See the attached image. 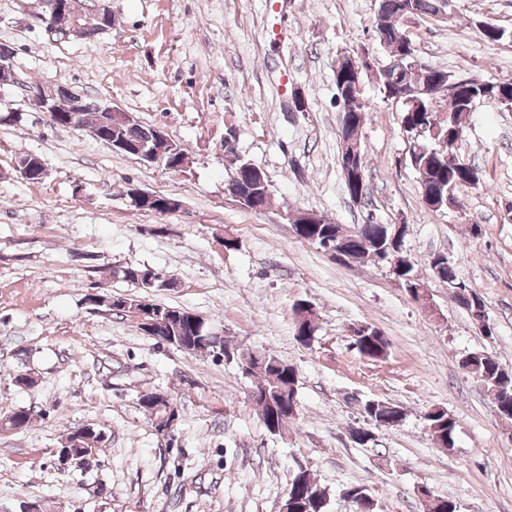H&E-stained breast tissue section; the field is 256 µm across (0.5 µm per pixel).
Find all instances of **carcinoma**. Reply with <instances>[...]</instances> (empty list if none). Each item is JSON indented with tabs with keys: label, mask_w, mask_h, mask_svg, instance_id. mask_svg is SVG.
Returning a JSON list of instances; mask_svg holds the SVG:
<instances>
[{
	"label": "carcinoma",
	"mask_w": 512,
	"mask_h": 512,
	"mask_svg": "<svg viewBox=\"0 0 512 512\" xmlns=\"http://www.w3.org/2000/svg\"><path fill=\"white\" fill-rule=\"evenodd\" d=\"M448 0H378V15L373 18L377 32L381 34L379 43L389 59L399 58L404 49L408 48L406 33L403 30L405 16L415 19L422 16L438 17L446 12ZM344 63L337 62L334 69L336 95L342 100L350 99L353 80L343 79ZM446 71L434 66L422 72L414 69L401 71L392 70L387 74H379L380 92L383 97L392 100L401 91L414 87L421 91L414 94L417 103L401 110V122L419 126H428L430 118L441 112L439 102L444 99L448 103L446 113L448 122L441 126L436 134L430 131L417 137L409 154V164L418 174L420 190L432 195L431 208L435 210L454 208L459 200L447 196L448 181L455 179L461 184L468 183L469 174L473 165L463 166L465 158L451 150L456 142L463 138L464 129L471 112V101L492 87L507 99L498 101L493 97L489 102L504 109L512 111V82H487L482 79L459 85L452 94L443 95L441 84ZM72 96L79 100L81 112V127L91 129L99 141L104 139L120 138L130 143H140L152 133V127L137 122L126 125H105L102 122L104 113L100 111L103 103L91 99L77 92ZM370 111L368 100L350 108L348 116L350 121L340 126L339 141L341 143L340 159L351 154L352 143L357 141L361 134L367 112ZM234 188L245 187L254 194V201L246 202L248 208L254 210L266 207L270 203L271 192L268 191L267 177L259 178L252 174V164L239 161L234 169ZM305 239L321 237L331 244H338L351 250L352 256L358 265L372 263L383 265L389 257V240L381 238V225L358 224L349 231L342 229L341 225L324 221L320 224H305L299 230ZM400 272L401 286L405 289L416 288L421 284L415 265L408 259H401ZM152 270L145 264H133L123 267L121 275L124 281L139 289L138 296L148 298L147 306L151 307L154 317L158 321L157 335L161 342L172 347H178V342L188 337L191 345L187 346L185 353L194 354L200 351L216 352L211 342L209 330L205 322L195 313L178 306L158 303L152 299L156 293L169 290L175 284L167 282L147 283L142 274ZM439 279L448 286L452 300L465 309L470 318L480 320L486 315V303L482 295L476 290H467L460 287L462 281L457 273L456 263L446 259V265L440 267ZM390 347V341L375 327L356 340L358 354L369 360L384 358ZM224 350L232 352V361L235 362L241 375L249 377L254 387L266 393V398L257 402L259 416L267 431L275 434L279 432L293 415L288 408L298 404L297 400V370L295 367L278 356L267 353L241 352L224 344ZM464 363H474L478 366L477 378L490 391L502 418L512 420V396L504 394L502 387L512 381V373L506 370L497 357L488 351L470 352L462 358ZM155 392L142 393L139 404L150 412L154 422H159L166 414L167 404L174 403L173 398L168 401L151 403ZM400 408L383 400H367L362 404L364 425L350 430L353 441L365 445L372 442L371 434L378 423H388L390 418L397 415ZM427 427L432 436L441 443L452 446L456 430V419L443 409H434L425 416ZM105 441L102 430L94 428L86 435V439L78 441V445L69 447L71 462L82 464L95 455L98 445ZM288 509L292 512H325L329 495L322 487L310 477L307 471L298 470L291 481L288 495Z\"/></svg>",
	"instance_id": "1"
}]
</instances>
